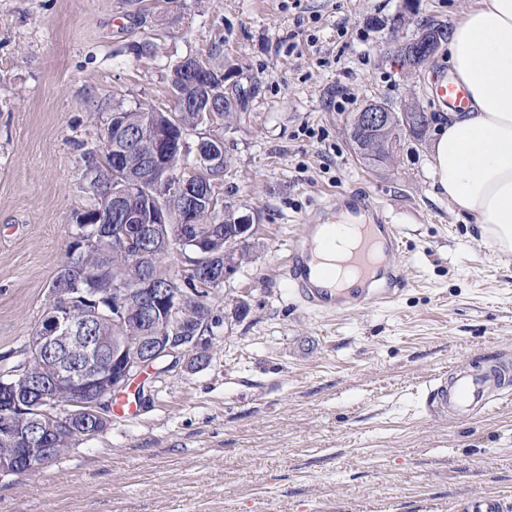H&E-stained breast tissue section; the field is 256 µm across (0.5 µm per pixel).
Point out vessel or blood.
Segmentation results:
<instances>
[{"label": "vessel or blood", "instance_id": "vessel-or-blood-1", "mask_svg": "<svg viewBox=\"0 0 512 512\" xmlns=\"http://www.w3.org/2000/svg\"><path fill=\"white\" fill-rule=\"evenodd\" d=\"M434 102L444 110L468 106L464 85L436 75ZM356 224H305L288 243L283 277L297 298L320 314H338L393 301L407 284L402 257L405 237L373 198L357 197ZM512 382V368L477 362L456 366L437 380L425 405L438 418L469 419L484 412L492 392Z\"/></svg>", "mask_w": 512, "mask_h": 512}]
</instances>
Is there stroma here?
<instances>
[{
  "label": "stroma",
  "mask_w": 512,
  "mask_h": 512,
  "mask_svg": "<svg viewBox=\"0 0 512 512\" xmlns=\"http://www.w3.org/2000/svg\"><path fill=\"white\" fill-rule=\"evenodd\" d=\"M0 0V357L19 361L48 304L75 217L94 203L85 151L114 108L169 109L183 57L232 61L248 109L221 137L217 190L255 224L252 259L220 288L204 368L146 382L129 417L35 473L0 475V512L512 510V404L437 419L430 385L456 364H512V258L434 187L429 144L373 166L346 135L370 100L436 111L444 54L401 68L386 48L471 0ZM149 44L138 56L133 48ZM220 55H213V47ZM373 196L404 229L408 286L336 316L307 309L281 268L322 204ZM246 309L231 314L237 303Z\"/></svg>",
  "instance_id": "obj_1"
}]
</instances>
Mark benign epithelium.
<instances>
[{
  "label": "benign epithelium",
  "instance_id": "1",
  "mask_svg": "<svg viewBox=\"0 0 512 512\" xmlns=\"http://www.w3.org/2000/svg\"><path fill=\"white\" fill-rule=\"evenodd\" d=\"M426 31L419 30L413 39L422 43L417 55L420 65H425L437 53V40L425 37ZM208 65L196 57H191L182 72L189 78L170 84L172 107L170 112H185L197 109L209 120L219 117L224 110V101L217 97V91L207 85H197L190 76L205 72ZM361 125L371 131L386 126L391 114L381 107H366L360 112ZM112 142L116 151L115 164L125 170L129 160L138 159L141 175L123 179L112 188V214L116 219L129 225L125 231L112 232V245L124 248L132 238L152 240L159 226L175 224L172 242L178 245L176 252L188 262V273L196 270L217 276L219 281L229 280L241 267L240 251L224 249V266L215 269L211 266V251L196 244L193 239L197 205H215V196L210 188L199 186L197 173L193 169H183L174 173L168 156L185 149V145L175 146L162 137V130L149 127L146 131L126 124L112 125ZM200 161L211 167L224 166V145L216 147L206 157L197 150ZM145 199V213L132 212L124 204L130 196ZM195 294L192 288H156L145 277L133 288L121 280L112 282V323L121 326L134 320L149 319L158 326L175 324L182 318L185 300ZM80 296L70 291L53 292L52 308L48 311L45 327L41 335L30 340L25 352V362L13 372L0 375V394L8 396L14 386V379L24 376L29 364L50 360L56 370L49 383H36L30 388L33 405H43L50 399L69 397L72 405L93 406L99 404L111 391L126 388L129 381L141 370L160 362L171 369L187 366L195 362V367H204L208 361L203 355L208 353L214 333L209 324L194 329L191 336H137L120 342L109 343L92 340L84 335L83 329L73 318L74 304ZM42 425L41 420H32L26 426L18 421L12 409L0 411V438L9 439L10 461L0 466L1 473L19 470L33 472L44 465L57 449L39 448L32 437L33 431Z\"/></svg>",
  "mask_w": 512,
  "mask_h": 512
}]
</instances>
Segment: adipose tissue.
Wrapping results in <instances>:
<instances>
[{"label":"adipose tissue","mask_w":512,"mask_h":512,"mask_svg":"<svg viewBox=\"0 0 512 512\" xmlns=\"http://www.w3.org/2000/svg\"><path fill=\"white\" fill-rule=\"evenodd\" d=\"M448 71L469 93L431 147L435 183L495 253L512 255V0H476L448 31Z\"/></svg>","instance_id":"adipose-tissue-1"}]
</instances>
